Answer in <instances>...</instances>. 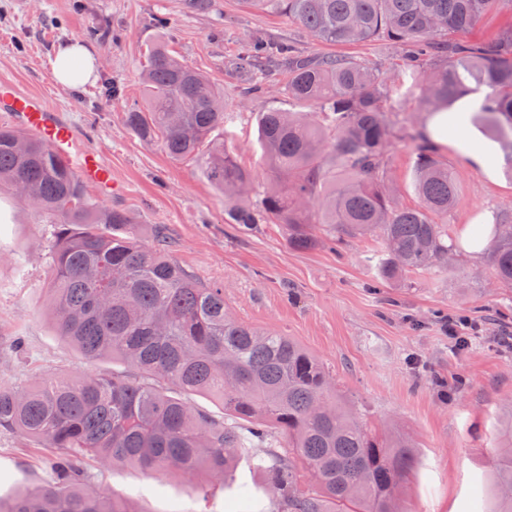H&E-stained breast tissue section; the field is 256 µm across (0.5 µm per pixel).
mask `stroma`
Listing matches in <instances>:
<instances>
[{"label":"stroma","instance_id":"35a3bbf8","mask_svg":"<svg viewBox=\"0 0 512 512\" xmlns=\"http://www.w3.org/2000/svg\"><path fill=\"white\" fill-rule=\"evenodd\" d=\"M259 33L291 43L298 52L331 51L391 71L405 52L382 40L340 46L315 41L287 17L249 9L238 0H213L209 13L187 11L184 0H0V78L43 94L79 130L112 170L121 192L112 207L127 211L142 242L163 236L169 254L199 281L224 287V308L235 320L288 336L316 355L343 397L389 429L415 440V468L398 496L403 512H489V478L501 412L512 400V317L493 324L502 301L485 258L474 255L448 273L412 276L410 286L372 290L376 240L336 245L322 225H312L321 244L290 247L283 225L238 231L224 215V194L201 160L171 159L160 143H144L126 114L144 108L143 75L150 51L165 43L171 54L208 76L224 94L231 118L224 141L261 186L270 166L258 120L272 108L299 110L283 92L285 76L267 77L263 92L248 96L247 79L234 62L240 45ZM88 48L96 71L70 87L56 83L54 58L72 44ZM438 155L458 189L444 222L450 239L464 224L512 209V179L487 175L450 145ZM48 225L31 205L0 194V387L22 390L39 375L123 371L121 361H86L57 335L50 312ZM474 318L467 349H458L447 318ZM460 383L453 399L440 397L431 376ZM89 480L110 498L140 512H238L236 495L248 485L267 501L263 477L239 461L225 483L198 476L150 475L118 463L86 467ZM0 497L49 480L40 446L0 433Z\"/></svg>","mask_w":512,"mask_h":512}]
</instances>
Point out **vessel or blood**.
Masks as SVG:
<instances>
[{
	"mask_svg": "<svg viewBox=\"0 0 512 512\" xmlns=\"http://www.w3.org/2000/svg\"><path fill=\"white\" fill-rule=\"evenodd\" d=\"M0 116L16 128L45 141L58 158L103 198L112 196V173L76 128L42 97L0 81Z\"/></svg>",
	"mask_w": 512,
	"mask_h": 512,
	"instance_id": "b4317fda",
	"label": "vessel or blood"
}]
</instances>
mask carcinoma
I'll return each instance as SVG.
<instances>
[{"mask_svg": "<svg viewBox=\"0 0 512 512\" xmlns=\"http://www.w3.org/2000/svg\"><path fill=\"white\" fill-rule=\"evenodd\" d=\"M281 13L317 41L332 45L383 39L414 48V63L380 73L336 54L304 55L285 42L253 36L238 69L260 87L272 70L287 74L288 97L317 112H264L265 154L283 184L259 190L224 142L212 137L230 113L210 80L162 44L144 73L149 99L126 113L145 142L173 159L205 157L211 181L231 204L228 223L251 231L268 221L288 229L296 249L320 244L315 223L342 243L374 237L381 249L375 280L443 273L461 262L448 247L456 187L421 129L401 135L414 158V207L388 185L394 123L384 103L417 93L422 111L452 112L470 94L483 99L470 122L501 143L512 165V28L496 40L457 43L512 0H241ZM0 190L29 203L51 228V276L57 335L86 360H120L125 375L46 373L28 390L0 388V430L17 432L50 453L52 479L0 498V512H138L85 485L82 464L127 463L150 474L222 482L228 466L249 456L277 512H402L398 490L416 443L379 431L345 403L313 354L273 332L232 319L224 287L204 286L160 244L139 241L126 211L103 205L42 140L0 126ZM488 261L499 287L512 292V212L495 217ZM209 392L223 416L194 409L182 395ZM286 438L289 457L262 455L266 425ZM495 512H512V402L496 448Z\"/></svg>", "mask_w": 512, "mask_h": 512, "instance_id": "cac0c4a2", "label": "carcinoma"}]
</instances>
